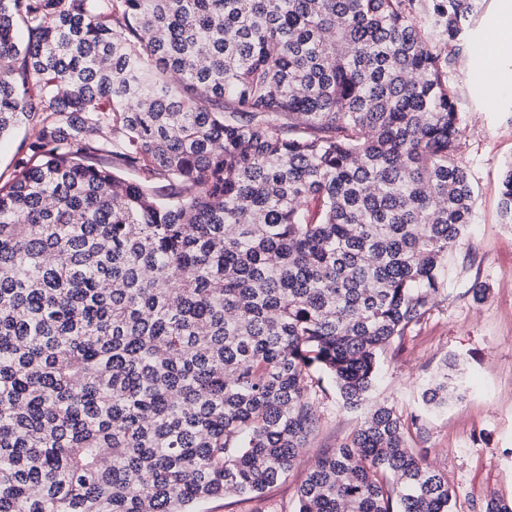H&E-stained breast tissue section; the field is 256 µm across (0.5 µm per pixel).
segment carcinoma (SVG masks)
Here are the masks:
<instances>
[{"instance_id": "cac0c4a2", "label": "carcinoma", "mask_w": 512, "mask_h": 512, "mask_svg": "<svg viewBox=\"0 0 512 512\" xmlns=\"http://www.w3.org/2000/svg\"><path fill=\"white\" fill-rule=\"evenodd\" d=\"M479 7L434 0L429 45L414 0H0V138L37 129L0 172V512L255 498L325 377L361 421L298 512H452L418 418L369 398L472 224L449 77Z\"/></svg>"}]
</instances>
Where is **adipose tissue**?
<instances>
[{"label":"adipose tissue","instance_id":"ef3b65f1","mask_svg":"<svg viewBox=\"0 0 512 512\" xmlns=\"http://www.w3.org/2000/svg\"><path fill=\"white\" fill-rule=\"evenodd\" d=\"M482 47L479 68L498 76L501 91L512 90V0H491L489 11L476 32Z\"/></svg>","mask_w":512,"mask_h":512}]
</instances>
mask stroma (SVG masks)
Here are the masks:
<instances>
[{
	"label": "stroma",
	"instance_id": "1",
	"mask_svg": "<svg viewBox=\"0 0 512 512\" xmlns=\"http://www.w3.org/2000/svg\"><path fill=\"white\" fill-rule=\"evenodd\" d=\"M467 61L456 58L450 80L461 119L459 157L475 187L474 221L448 253L435 306L381 353L372 401L418 416L409 447L447 480L454 512H483L488 500L512 501V224L500 211L502 174L512 161V95L480 111ZM476 283L486 288L484 300L473 297ZM450 359L459 397L427 412L421 393ZM314 403L317 428L286 479L253 499L200 502L196 512H296L307 474L360 423L332 381L323 382Z\"/></svg>",
	"mask_w": 512,
	"mask_h": 512
}]
</instances>
